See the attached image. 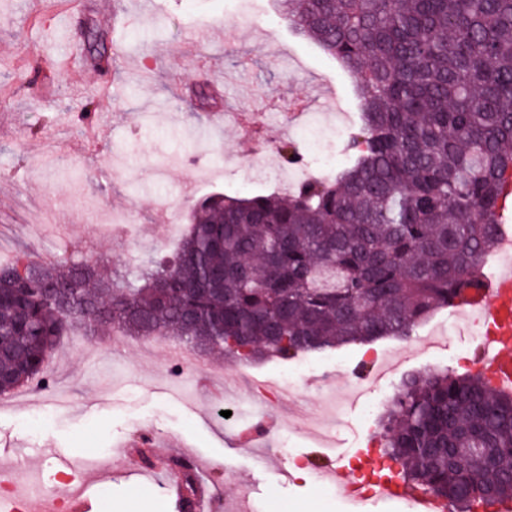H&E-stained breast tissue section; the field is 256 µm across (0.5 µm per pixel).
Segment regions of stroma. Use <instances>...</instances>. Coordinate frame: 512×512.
<instances>
[{
    "mask_svg": "<svg viewBox=\"0 0 512 512\" xmlns=\"http://www.w3.org/2000/svg\"><path fill=\"white\" fill-rule=\"evenodd\" d=\"M101 0H58L59 11H34L32 0H0V239L12 254L39 262L104 260L124 267L169 255L178 242L161 222H189L194 198L223 191L248 196L288 193L317 176L315 166L289 168L287 182L251 171L239 145L234 115L262 112L273 145L305 146L308 135L343 145L351 131L354 77L313 42L288 30L276 0L253 12L239 0L238 38L227 43L224 0H108L122 31L99 19ZM81 54L69 72L60 64L72 44ZM303 105L302 116L284 115ZM108 128L103 143H87L91 126ZM251 180H244V171ZM193 181V197L183 195ZM132 210L136 237L124 229L99 235L102 211ZM460 320L457 310L435 311L411 338L340 347L312 357L298 380V398L265 401L248 391L252 377H279L289 365L270 358L241 365L203 355L198 374L176 357L170 338L64 336L40 391L0 396V468H14L16 485L37 479L68 512L69 493L85 488L90 512H177L153 471L196 455L197 479L211 487L216 512H237L236 489L251 491L254 512H410L408 501L361 500L329 489L312 471L317 444L301 414L332 415L327 388L344 389L376 353L395 360L392 389L414 373L442 369L473 374L463 354L474 344L457 332L448 358L428 362L411 341L437 325ZM233 414L223 417L224 407ZM332 454L358 475L380 444L377 422H364L346 402ZM270 421L259 447L242 448L245 429ZM151 433L154 448L131 456L127 445ZM64 449L78 465L64 468L40 454ZM26 451L29 467L16 463ZM105 468L95 483L91 472ZM303 468L305 476L294 473Z\"/></svg>",
    "mask_w": 512,
    "mask_h": 512,
    "instance_id": "35a3bbf8",
    "label": "stroma"
}]
</instances>
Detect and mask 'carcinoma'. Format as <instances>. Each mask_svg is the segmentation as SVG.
<instances>
[{
	"label": "carcinoma",
	"mask_w": 512,
	"mask_h": 512,
	"mask_svg": "<svg viewBox=\"0 0 512 512\" xmlns=\"http://www.w3.org/2000/svg\"><path fill=\"white\" fill-rule=\"evenodd\" d=\"M358 75L343 166L283 198L195 201L177 252L135 280L103 262L0 266V394L40 377L70 327L174 337L241 363L406 338L475 284L512 174V0H281ZM377 474L475 512L512 499V393L482 374L410 377Z\"/></svg>",
	"instance_id": "obj_1"
}]
</instances>
